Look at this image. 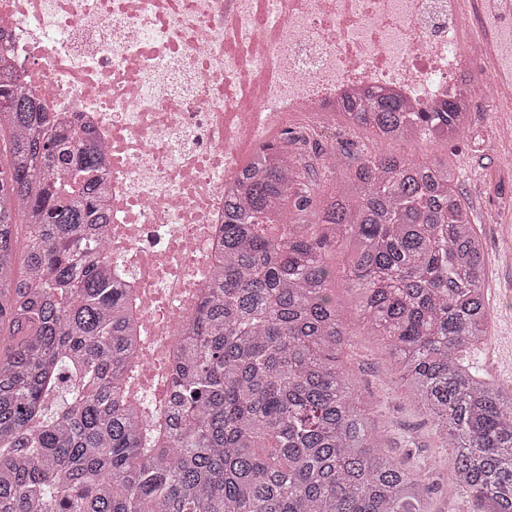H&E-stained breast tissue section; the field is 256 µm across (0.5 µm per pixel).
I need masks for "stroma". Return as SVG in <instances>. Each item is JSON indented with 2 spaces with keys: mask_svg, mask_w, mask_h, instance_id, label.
<instances>
[{
  "mask_svg": "<svg viewBox=\"0 0 512 512\" xmlns=\"http://www.w3.org/2000/svg\"><path fill=\"white\" fill-rule=\"evenodd\" d=\"M512 125V84L503 83L493 109L476 104L465 136L454 143L436 139L381 140L368 132L337 126L332 137L346 154L367 149L420 161L450 164L483 237L487 275L485 294L491 308L486 342L469 355L476 372L494 384L512 387V148L502 145L499 130ZM336 300L352 336L347 367L363 392L367 414L384 433L392 455L419 472H432L434 512H475L468 494L448 481V457L429 417L417 407L391 367L382 341L361 335L356 309L343 283Z\"/></svg>",
  "mask_w": 512,
  "mask_h": 512,
  "instance_id": "obj_1",
  "label": "stroma"
}]
</instances>
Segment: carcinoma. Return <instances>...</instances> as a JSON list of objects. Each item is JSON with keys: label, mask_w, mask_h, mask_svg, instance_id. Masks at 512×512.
<instances>
[{"label": "carcinoma", "mask_w": 512, "mask_h": 512, "mask_svg": "<svg viewBox=\"0 0 512 512\" xmlns=\"http://www.w3.org/2000/svg\"><path fill=\"white\" fill-rule=\"evenodd\" d=\"M339 116L389 140L467 127L366 92ZM337 148L321 173L262 152L224 196V240L183 330L163 426L126 388L138 334L106 252L100 149L0 56V512H430V476L387 455L345 371L327 264L347 253L388 356L479 512H512V390L466 355L490 322L486 262L448 164ZM292 218L283 219L284 213Z\"/></svg>", "instance_id": "carcinoma-1"}]
</instances>
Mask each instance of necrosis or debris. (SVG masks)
I'll return each mask as SVG.
<instances>
[{
	"mask_svg": "<svg viewBox=\"0 0 512 512\" xmlns=\"http://www.w3.org/2000/svg\"><path fill=\"white\" fill-rule=\"evenodd\" d=\"M0 53L105 151L113 257L147 331L138 385L160 405L243 150L333 125L368 90L410 112L495 99L512 7L478 30L471 0H0Z\"/></svg>",
	"mask_w": 512,
	"mask_h": 512,
	"instance_id": "1",
	"label": "necrosis or debris"
}]
</instances>
